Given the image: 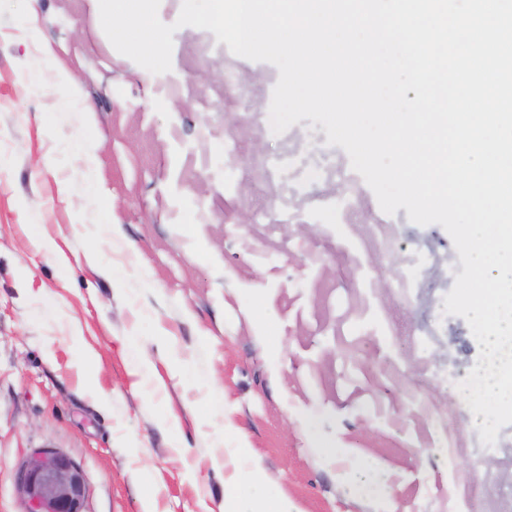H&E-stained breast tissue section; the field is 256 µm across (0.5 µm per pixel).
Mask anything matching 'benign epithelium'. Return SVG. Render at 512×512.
Here are the masks:
<instances>
[{"mask_svg": "<svg viewBox=\"0 0 512 512\" xmlns=\"http://www.w3.org/2000/svg\"><path fill=\"white\" fill-rule=\"evenodd\" d=\"M27 512H83L86 485L75 461L54 448L38 449L21 471Z\"/></svg>", "mask_w": 512, "mask_h": 512, "instance_id": "obj_1", "label": "benign epithelium"}]
</instances>
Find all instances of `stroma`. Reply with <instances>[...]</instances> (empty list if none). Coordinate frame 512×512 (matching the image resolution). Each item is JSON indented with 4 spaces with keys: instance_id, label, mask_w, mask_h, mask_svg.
I'll return each instance as SVG.
<instances>
[{
    "instance_id": "1",
    "label": "stroma",
    "mask_w": 512,
    "mask_h": 512,
    "mask_svg": "<svg viewBox=\"0 0 512 512\" xmlns=\"http://www.w3.org/2000/svg\"><path fill=\"white\" fill-rule=\"evenodd\" d=\"M278 78L190 26L154 74L98 0H0V512L44 447L85 512H224L255 469L298 512H386L387 486L399 512H512V424L483 445L448 395L479 356L443 312L451 237L401 208L370 261L336 210L366 182L323 127L273 133Z\"/></svg>"
}]
</instances>
